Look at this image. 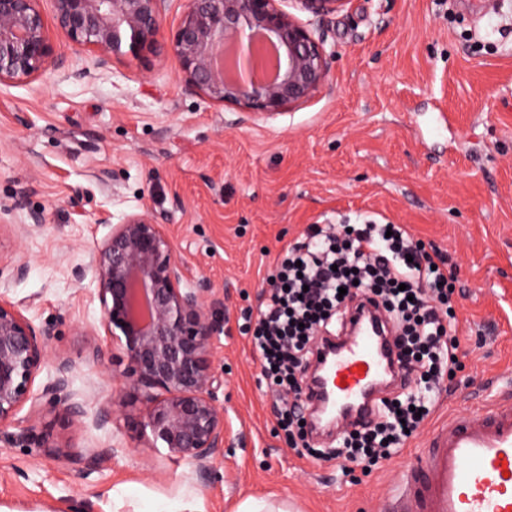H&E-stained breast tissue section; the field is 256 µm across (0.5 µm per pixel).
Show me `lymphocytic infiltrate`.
<instances>
[{
	"mask_svg": "<svg viewBox=\"0 0 512 512\" xmlns=\"http://www.w3.org/2000/svg\"><path fill=\"white\" fill-rule=\"evenodd\" d=\"M270 281L252 343L267 386L291 393L277 407L280 430L302 456L336 462L347 476L371 474L432 418L440 394L464 368L447 255L398 224L367 221L339 231L314 224L284 248ZM361 295L396 325L397 361L413 384L383 400L371 426L346 430L337 446L320 448L309 438L308 408L298 393L320 334Z\"/></svg>",
	"mask_w": 512,
	"mask_h": 512,
	"instance_id": "obj_1",
	"label": "lymphocytic infiltrate"
}]
</instances>
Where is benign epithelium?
I'll use <instances>...</instances> for the list:
<instances>
[{"mask_svg":"<svg viewBox=\"0 0 512 512\" xmlns=\"http://www.w3.org/2000/svg\"><path fill=\"white\" fill-rule=\"evenodd\" d=\"M322 19L349 0H186L169 38L161 18L169 0H52L56 28L89 52L96 69L130 52L164 60L172 51L189 90L212 104L273 117L313 99L325 86L329 57L309 24L283 7ZM40 0H0V83H23L45 68L62 69L39 7ZM96 223L108 228L92 253L94 291L117 366H124L122 403L141 405L135 441L163 448L173 461L196 466L205 478L224 447L222 381L211 361L223 322L207 314L211 291L202 278L188 282L184 264L163 224L144 212L112 222L102 208ZM50 334L0 294V427L27 410L19 437L52 448L41 424V404L62 408L73 423L83 406L71 401V362L55 356V373L40 388Z\"/></svg>","mask_w":512,"mask_h":512,"instance_id":"1","label":"benign epithelium"}]
</instances>
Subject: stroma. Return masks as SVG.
Instances as JSON below:
<instances>
[{
    "instance_id": "1",
    "label": "stroma",
    "mask_w": 512,
    "mask_h": 512,
    "mask_svg": "<svg viewBox=\"0 0 512 512\" xmlns=\"http://www.w3.org/2000/svg\"><path fill=\"white\" fill-rule=\"evenodd\" d=\"M314 28L332 55L328 81L272 118L204 102L172 56L127 55L95 78L50 67L0 84V292L49 329L52 353L72 362L71 399L87 412L75 425L44 406L55 456L0 439V512H113L118 491L123 512L139 500L236 512L250 497L293 512H388L430 427L355 483L299 456L245 332L269 267L313 224H401L447 254L463 290L465 369L435 420L472 411L512 380V0L478 18L454 0H349ZM105 205L164 224L189 276L213 289L224 452L209 480L191 463L130 451L139 409L119 403L123 381L88 291ZM33 211L43 228L20 232ZM19 256L29 264L21 280ZM96 347L104 354L89 362ZM108 401L101 430L92 417ZM100 447L109 455L97 470L67 457Z\"/></svg>"
}]
</instances>
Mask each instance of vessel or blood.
<instances>
[{
	"mask_svg": "<svg viewBox=\"0 0 512 512\" xmlns=\"http://www.w3.org/2000/svg\"><path fill=\"white\" fill-rule=\"evenodd\" d=\"M373 309L364 298L350 305L341 333L316 350L317 378L306 390L310 409L363 423L401 385L387 324L370 319ZM399 496L414 497L420 512H512V407L455 414L436 427L426 455L403 470Z\"/></svg>",
	"mask_w": 512,
	"mask_h": 512,
	"instance_id": "vessel-or-blood-1",
	"label": "vessel or blood"
}]
</instances>
